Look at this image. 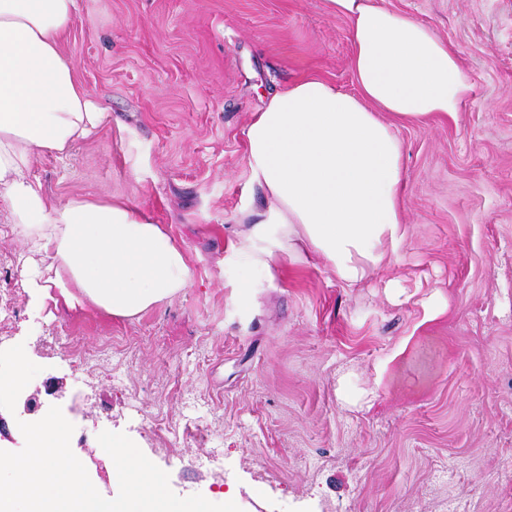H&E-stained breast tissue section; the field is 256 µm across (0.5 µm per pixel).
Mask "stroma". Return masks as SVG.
Here are the masks:
<instances>
[{
    "mask_svg": "<svg viewBox=\"0 0 512 512\" xmlns=\"http://www.w3.org/2000/svg\"><path fill=\"white\" fill-rule=\"evenodd\" d=\"M458 53L455 115L393 121L406 239L361 284L236 252L261 212L245 130L316 75L356 89L325 0H77L62 45L111 122L31 173L164 225L190 287L132 320L40 306L0 209V347L60 407L102 496L97 436H129L178 496L242 512H512V0H383Z\"/></svg>",
    "mask_w": 512,
    "mask_h": 512,
    "instance_id": "obj_1",
    "label": "stroma"
}]
</instances>
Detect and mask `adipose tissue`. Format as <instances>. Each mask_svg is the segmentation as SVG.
Returning <instances> with one entry per match:
<instances>
[{
  "mask_svg": "<svg viewBox=\"0 0 512 512\" xmlns=\"http://www.w3.org/2000/svg\"><path fill=\"white\" fill-rule=\"evenodd\" d=\"M326 5L349 23L357 90L307 76L255 113L247 167L267 207L239 247L261 264L305 249L352 287L407 233L401 148L385 115H452L472 87L457 52L412 16L380 0ZM75 12L76 0H0V206L21 230L18 261L41 305L133 319L188 288L184 250L132 203L56 201L31 176L35 159L68 157L111 119L62 49Z\"/></svg>",
  "mask_w": 512,
  "mask_h": 512,
  "instance_id": "obj_1",
  "label": "adipose tissue"
}]
</instances>
